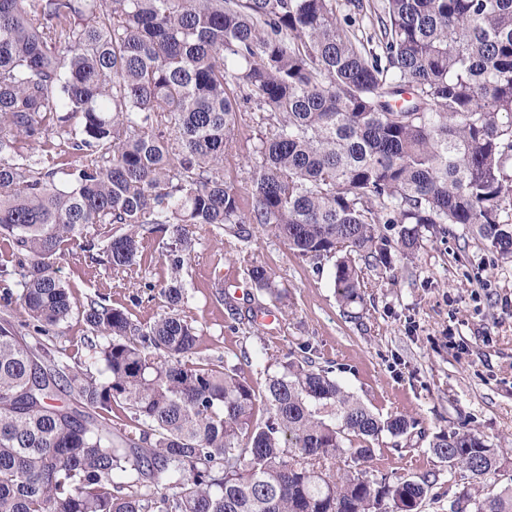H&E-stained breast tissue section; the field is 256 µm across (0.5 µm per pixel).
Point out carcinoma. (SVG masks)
Wrapping results in <instances>:
<instances>
[{"label":"carcinoma","instance_id":"1","mask_svg":"<svg viewBox=\"0 0 512 512\" xmlns=\"http://www.w3.org/2000/svg\"><path fill=\"white\" fill-rule=\"evenodd\" d=\"M351 0H0V238L17 255L24 337L0 322V512H419L429 474L363 469L382 417L332 370L288 358L265 394L240 368L192 361L180 277L186 227L256 224L333 259L339 300L460 224L512 258V0H381L380 51ZM65 146L47 166L32 150ZM173 232L167 311L137 324L103 297L76 306L69 247L133 265ZM251 282L280 291L265 266ZM78 315L98 373L45 340ZM130 412L112 426V407ZM431 451L469 482L463 512H512V464L478 432ZM344 467H339V463Z\"/></svg>","mask_w":512,"mask_h":512}]
</instances>
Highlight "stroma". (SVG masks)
Segmentation results:
<instances>
[{"instance_id": "35a3bbf8", "label": "stroma", "mask_w": 512, "mask_h": 512, "mask_svg": "<svg viewBox=\"0 0 512 512\" xmlns=\"http://www.w3.org/2000/svg\"><path fill=\"white\" fill-rule=\"evenodd\" d=\"M192 232L195 248L181 276L183 313L200 336L196 361L241 367L258 392L268 367L286 355L332 367L340 385L368 407L410 415L425 432L402 451L383 438L371 469L392 477L436 474L440 493L449 467L429 448L436 433L467 426L491 447L512 448V259L456 226L425 238L395 272L369 271L362 301L347 306L336 296L332 262L303 260L257 227L245 240L208 226ZM169 243L164 234L145 237L128 275L76 248L57 260V274L76 303L103 296L149 324L165 310ZM251 262L271 273L282 301L252 288ZM260 306L274 314L272 324L250 321ZM87 336L74 317L49 339L90 366Z\"/></svg>"}]
</instances>
